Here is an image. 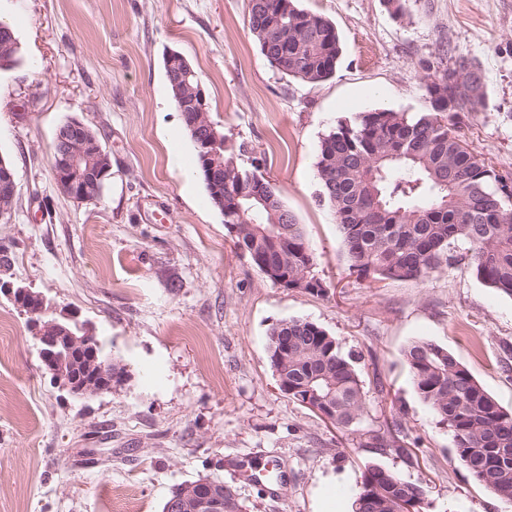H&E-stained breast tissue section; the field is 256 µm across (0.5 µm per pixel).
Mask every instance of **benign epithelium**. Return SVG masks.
Wrapping results in <instances>:
<instances>
[{
  "label": "benign epithelium",
  "mask_w": 512,
  "mask_h": 512,
  "mask_svg": "<svg viewBox=\"0 0 512 512\" xmlns=\"http://www.w3.org/2000/svg\"><path fill=\"white\" fill-rule=\"evenodd\" d=\"M192 93L198 95V100L192 101L195 107L192 128L205 132V136L199 138V144L207 150L205 167L207 178L212 182L224 170V156L218 151L223 146V136L208 117L203 89H194ZM111 170V155L82 122L72 121L58 129L53 143L52 172L61 194L76 202L82 201L92 188L100 194ZM1 192L12 199L16 197L15 171L6 169L0 174ZM0 286L8 289L17 305L35 316L41 360L61 389L75 398L94 396L114 389L115 380L110 371L100 375L94 373L85 381L69 374V364L76 359L91 367L98 362L99 342L90 328L78 325L72 331L56 319L45 323L37 318V315L46 313L40 294L26 287L15 288L9 282ZM192 506L195 507L194 512H224V504L218 501L214 487L205 481L182 486L170 502V512H185V509Z\"/></svg>",
  "instance_id": "7a95c632"
}]
</instances>
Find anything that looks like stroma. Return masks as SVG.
I'll use <instances>...</instances> for the list:
<instances>
[{"label":"stroma","mask_w":512,"mask_h":512,"mask_svg":"<svg viewBox=\"0 0 512 512\" xmlns=\"http://www.w3.org/2000/svg\"><path fill=\"white\" fill-rule=\"evenodd\" d=\"M336 27L335 74L282 76L249 26V0H0L20 62L0 71V157L16 204L0 223L10 281L76 312L128 371L112 392L77 399L54 384L22 312L0 290V512H162L171 491L207 477L246 512H352L366 463L429 485L424 512H512L475 484L417 394L403 351L442 345L512 411V298L467 263L380 288L347 271L332 210L318 201L322 138L364 112L427 111L420 62L438 48L482 70L486 107L459 113L479 159L512 177V0H299ZM191 63L210 120L239 161L275 183L303 224L326 291L265 278L242 256L195 172L196 152L163 67ZM25 120H18V113ZM87 124L112 155L95 201L62 195L57 129ZM311 321L352 354L365 430L401 406L419 463L359 447L282 393L269 360L281 322Z\"/></svg>","instance_id":"1"}]
</instances>
